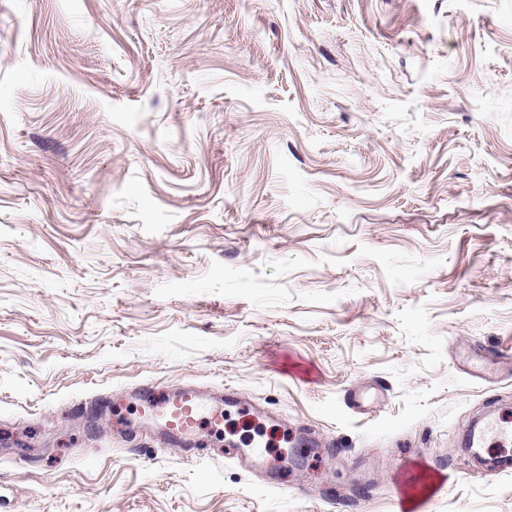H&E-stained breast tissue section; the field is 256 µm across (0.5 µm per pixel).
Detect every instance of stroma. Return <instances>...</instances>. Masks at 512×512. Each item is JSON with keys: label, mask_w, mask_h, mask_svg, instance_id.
<instances>
[{"label": "stroma", "mask_w": 512, "mask_h": 512, "mask_svg": "<svg viewBox=\"0 0 512 512\" xmlns=\"http://www.w3.org/2000/svg\"><path fill=\"white\" fill-rule=\"evenodd\" d=\"M145 382L319 445L183 458ZM508 416L512 0H0V512H512ZM240 445L233 442L229 445V452L225 453V456L234 459L235 457L239 458L241 461H244L250 464L252 467H261L268 469L269 465H264V462L267 460L269 456V451L267 448V444L257 443L252 446H248L249 448H237Z\"/></svg>", "instance_id": "35a3bbf8"}]
</instances>
